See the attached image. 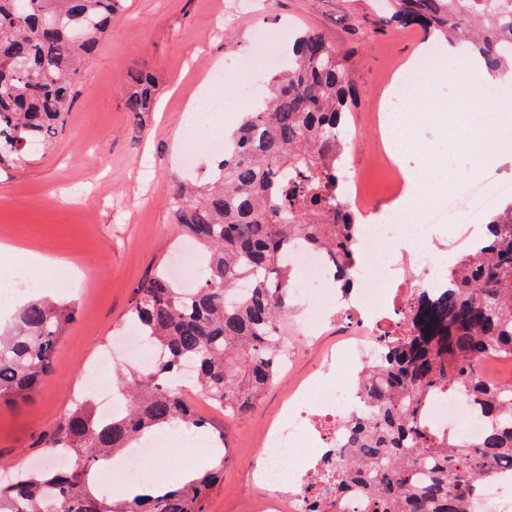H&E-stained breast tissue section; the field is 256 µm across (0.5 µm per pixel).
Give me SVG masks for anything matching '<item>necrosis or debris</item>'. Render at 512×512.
Returning a JSON list of instances; mask_svg holds the SVG:
<instances>
[{"label":"necrosis or debris","mask_w":512,"mask_h":512,"mask_svg":"<svg viewBox=\"0 0 512 512\" xmlns=\"http://www.w3.org/2000/svg\"><path fill=\"white\" fill-rule=\"evenodd\" d=\"M453 70L459 87L455 108L462 117H469L475 100L504 105L512 99L511 85L489 86L463 64L454 65ZM251 72L250 59L243 57L210 74L209 79L211 85L234 88L231 105L240 111L265 92L264 87L251 82ZM343 194L345 203L362 218L355 238L360 265L349 288H341L338 269L322 252L298 246L289 264L297 277L294 293L301 301V310L296 328L303 344H317L333 317L350 316L355 323L346 328L335 346L324 351L320 371L291 389L279 418L264 432V460L257 478L267 494L255 505V512H313L315 503L307 489L318 481L323 460L343 446V420L365 404L358 380L361 371L382 357L379 330L402 319L411 294L430 297L435 289L448 285L447 262L419 243L409 250L397 248V241L411 238L412 233L398 217L382 219V211L375 204L377 195L369 190L364 171L354 173ZM511 197L512 180L494 175L480 185L430 179L420 204L430 223L454 220L475 224ZM342 365L347 375L341 391L326 390L323 373ZM432 407L434 420L442 429L461 431L463 439L470 442L479 438L482 420L462 394L437 399ZM289 451L297 458V466L290 472L281 466Z\"/></svg>","instance_id":"4bbe7bcc"}]
</instances>
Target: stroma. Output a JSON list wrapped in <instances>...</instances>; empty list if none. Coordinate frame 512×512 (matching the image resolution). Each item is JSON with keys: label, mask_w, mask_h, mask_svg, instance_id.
<instances>
[{"label": "stroma", "mask_w": 512, "mask_h": 512, "mask_svg": "<svg viewBox=\"0 0 512 512\" xmlns=\"http://www.w3.org/2000/svg\"><path fill=\"white\" fill-rule=\"evenodd\" d=\"M229 0H124L112 29L84 68L66 124L51 153L0 164V244L7 243L70 264L78 282L57 276L48 285L76 308L55 354V371L29 399L0 403V472L39 459L35 443L74 400L86 367L124 332L134 290L162 262L176 264L177 227L171 194L179 175L185 108L194 82L252 49L258 27L277 31L308 27L336 49L351 53L355 110L363 135L347 147L349 166L367 165L378 151L369 134L373 107L390 71L418 56L420 32H372L374 0H260L256 13L236 12ZM154 71L159 94L153 111L130 112L133 69ZM411 99L440 107L456 87L447 68L418 74ZM406 107L402 121L411 139L443 156L438 180L485 172L512 177V147L476 165L452 148L451 126L424 121ZM420 236L439 256H460L473 237L468 225L437 228L414 218ZM318 360L301 351L281 372L262 402L240 416L209 415L228 450L224 482L210 494L206 512H246L266 489L253 478L262 463L258 437L280 412L291 382Z\"/></svg>", "instance_id": "stroma-1"}]
</instances>
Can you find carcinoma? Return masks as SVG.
Returning <instances> with one entry per match:
<instances>
[{
  "instance_id": "1",
  "label": "carcinoma",
  "mask_w": 512,
  "mask_h": 512,
  "mask_svg": "<svg viewBox=\"0 0 512 512\" xmlns=\"http://www.w3.org/2000/svg\"><path fill=\"white\" fill-rule=\"evenodd\" d=\"M123 0H0V162L32 144L48 152L63 129L83 69L108 34ZM416 27L464 45L485 69L512 79V0H386L380 30ZM288 71L226 137L224 158L200 180L176 181L173 223L202 252L204 275L191 295L168 269L135 288L129 320L162 352L123 381L128 409L98 420L75 402L38 447L71 454L64 471L19 468L0 482V512H205L224 479V458L191 481L116 503L92 489L112 458L165 427L202 429L193 401L169 379L190 363L200 391L224 410L245 414L274 382L278 336L293 310L288 252L298 240L328 253L348 276L357 214L342 200L346 181L341 129L354 97L346 55L311 30L296 32ZM129 112H146L157 92L137 70ZM487 237L448 270V288L418 298L395 334L382 332L380 363L362 372L367 411L344 423L346 444L324 461L323 500L361 496L366 512H470L477 486L503 480L512 466V381L484 382L477 367L495 353L512 358V198L487 215ZM249 291L230 304L236 286ZM75 317L72 302L42 295L22 304L0 331V401L31 397L54 371ZM463 391L483 415L474 444L431 420L430 401Z\"/></svg>"
}]
</instances>
